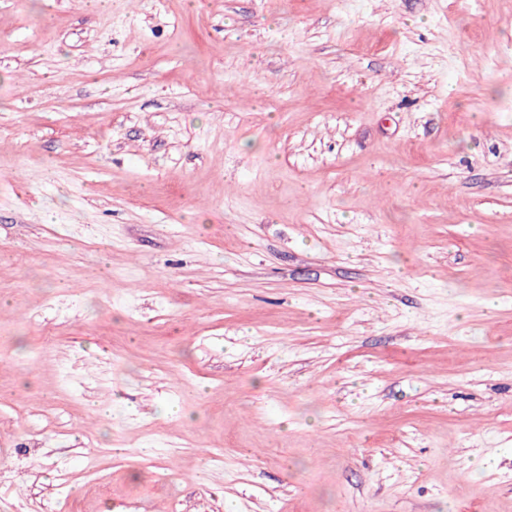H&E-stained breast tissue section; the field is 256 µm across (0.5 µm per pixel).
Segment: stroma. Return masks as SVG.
<instances>
[{"label": "stroma", "instance_id": "stroma-1", "mask_svg": "<svg viewBox=\"0 0 512 512\" xmlns=\"http://www.w3.org/2000/svg\"><path fill=\"white\" fill-rule=\"evenodd\" d=\"M512 512V0H0V512Z\"/></svg>", "mask_w": 512, "mask_h": 512}]
</instances>
